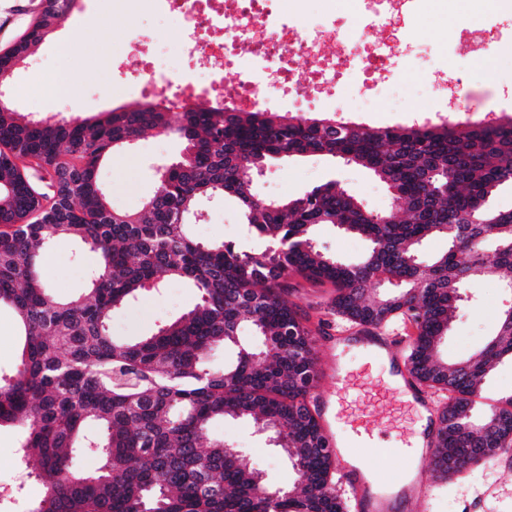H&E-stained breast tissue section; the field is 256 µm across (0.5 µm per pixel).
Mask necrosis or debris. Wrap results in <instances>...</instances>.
<instances>
[{"label":"necrosis or debris","mask_w":512,"mask_h":512,"mask_svg":"<svg viewBox=\"0 0 512 512\" xmlns=\"http://www.w3.org/2000/svg\"><path fill=\"white\" fill-rule=\"evenodd\" d=\"M151 9L180 18L186 26L181 53L190 72H172L166 65L147 68L142 83L151 89L169 88L189 99L219 95L223 82L209 69L211 58L224 59L240 105H256L265 89L297 95L291 61L306 54L316 68L310 79L325 90L341 78L355 80L356 105H364L373 88H381L392 110L405 107L406 97L427 96L438 87L448 95L449 111L461 108L460 81L438 62L421 66L424 49L405 40L366 41L365 35L396 17L426 16L446 24V42L465 36L471 66L479 69L497 52L501 36L482 24L490 0H336L337 13L353 26L336 29L328 21L301 27L310 0H291L292 12L281 14L274 0H146Z\"/></svg>","instance_id":"1"}]
</instances>
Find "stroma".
Here are the masks:
<instances>
[{"label":"stroma","mask_w":512,"mask_h":512,"mask_svg":"<svg viewBox=\"0 0 512 512\" xmlns=\"http://www.w3.org/2000/svg\"><path fill=\"white\" fill-rule=\"evenodd\" d=\"M40 0H0V52L8 48L29 26ZM502 41L499 56L491 69L479 78H471L458 54H450L448 65L464 84L463 109L478 113L494 102H506L512 114V13L498 17ZM182 35L177 19L161 13H143L131 0H80L79 7L57 32L35 48L25 64L12 75L4 89L16 111L38 118L50 115L88 117L123 105L146 100L137 85V75L147 56L140 43L149 36L163 43L165 61L172 70H180L176 44ZM75 79L73 91L56 96L53 82L61 72ZM354 86L346 80L328 96L317 85L305 87L304 98L288 101L271 97L265 104L273 112L327 113L369 125L404 126L413 123L416 113L439 112L445 107L444 93L429 99L410 101L402 112L390 111L383 93H375L368 111L351 107ZM182 149L180 140L166 135L146 134L122 151L113 153L99 170V180L109 195L113 209L138 210L156 191L154 163L176 158ZM337 180L346 186L371 211L390 208L394 198L386 186L366 169L336 164L327 156H309L279 160L268 165L264 176L256 181L258 192L270 198H283ZM242 224L237 207L230 202L207 204L204 216L193 224L197 241L241 242ZM56 263L47 270L53 299L60 300L87 288L89 275L97 259L79 241L52 245ZM334 295L331 285H315L295 280L288 299L294 305L315 339L320 388L330 387V374L337 360H344L348 370L365 371L364 394L375 392L379 366L367 361L354 349L337 356L336 345L345 337L356 335V327L347 325L329 309ZM197 294L189 283L169 280L160 287L143 290L138 300L113 311L110 328L113 336L131 341L150 333L169 319L193 307ZM505 306L497 281H483L473 298L457 312L442 345L451 361L464 360L479 351L498 326ZM213 437L224 439L240 448L254 462L265 483L288 487L294 473L287 458L256 433L250 423L219 420L211 428ZM21 432L15 426L0 427V505L6 512H28L40 495L38 481L18 486L14 471L20 464L36 470L35 460L21 461L18 445ZM414 512H512V455H499L472 467L460 475L443 480L434 497L416 506Z\"/></svg>","instance_id":"obj_1"}]
</instances>
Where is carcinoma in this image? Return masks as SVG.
<instances>
[{"label": "carcinoma", "instance_id": "1", "mask_svg": "<svg viewBox=\"0 0 512 512\" xmlns=\"http://www.w3.org/2000/svg\"><path fill=\"white\" fill-rule=\"evenodd\" d=\"M78 2L42 0L0 54V79ZM181 109L175 118L145 101L81 119H29L0 99V303L23 336L13 373L0 376V426L20 427L22 460L39 461L44 493L30 512H348L312 408L314 340L285 292L296 277L331 284L336 315L347 321L412 324L409 372L446 399L434 473L445 478L512 452V395L489 407L476 400L496 363L512 359V305L478 354H440L465 291L491 278L512 291V209L492 204L512 190V116L371 127L220 102L185 100ZM148 132L176 136L183 151L157 173L141 209L116 211L98 170ZM313 154L369 170L399 210L385 221L335 180L288 198L257 192L258 168ZM204 198L234 201L263 247L195 240L189 227ZM325 225L364 238L362 259L319 250L315 231ZM433 237L448 249L425 259ZM69 239L99 264L85 293L53 300L47 253ZM168 278L191 283L197 304L135 342L114 338L112 312ZM244 320L262 349L240 340ZM217 345L237 350L222 369L207 363ZM216 419L250 421L269 435L288 454L292 485L259 481L247 455L211 438ZM76 448L100 465L77 469Z\"/></svg>", "mask_w": 512, "mask_h": 512}]
</instances>
